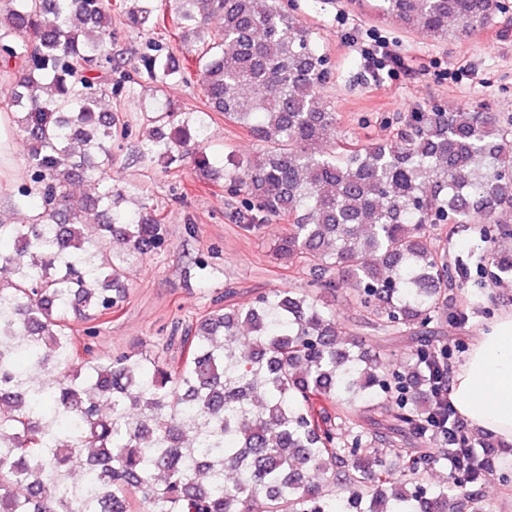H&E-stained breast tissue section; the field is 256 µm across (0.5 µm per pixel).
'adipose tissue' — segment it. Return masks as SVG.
I'll return each instance as SVG.
<instances>
[{
	"instance_id": "ef3b65f1",
	"label": "adipose tissue",
	"mask_w": 512,
	"mask_h": 512,
	"mask_svg": "<svg viewBox=\"0 0 512 512\" xmlns=\"http://www.w3.org/2000/svg\"><path fill=\"white\" fill-rule=\"evenodd\" d=\"M451 397L476 428L512 443V310L471 339Z\"/></svg>"
}]
</instances>
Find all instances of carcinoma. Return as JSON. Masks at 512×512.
<instances>
[{
  "label": "carcinoma",
  "mask_w": 512,
  "mask_h": 512,
  "mask_svg": "<svg viewBox=\"0 0 512 512\" xmlns=\"http://www.w3.org/2000/svg\"><path fill=\"white\" fill-rule=\"evenodd\" d=\"M406 30L466 37L499 0H376ZM123 24L166 26L156 0H123ZM110 0H0L7 112L27 142L25 179L0 222V512H469L512 444L475 438L436 405L448 378L439 326L478 311L486 284L448 250L480 225L492 283L512 280V121L459 108L400 117L386 139H329L336 112L315 29L279 0H175L178 43L128 65L112 53ZM208 112L144 111L141 157L190 161L242 197L246 230L283 225L272 251L310 288L234 287L152 353L103 358L86 338L130 296L131 269L167 241L140 186L113 183L112 142L131 135L107 100L125 83L187 81ZM215 113L258 146L245 166L207 153ZM91 182L94 191L74 187ZM344 290L340 323L320 292ZM380 333L374 344L355 332ZM407 340L396 370L383 343Z\"/></svg>",
  "instance_id": "carcinoma-1"
}]
</instances>
